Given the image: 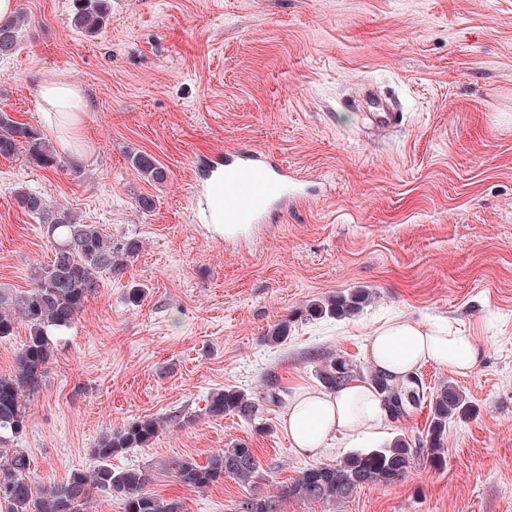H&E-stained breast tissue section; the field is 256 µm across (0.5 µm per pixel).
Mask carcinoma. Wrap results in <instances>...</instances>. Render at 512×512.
Here are the masks:
<instances>
[{"instance_id":"carcinoma-1","label":"carcinoma","mask_w":512,"mask_h":512,"mask_svg":"<svg viewBox=\"0 0 512 512\" xmlns=\"http://www.w3.org/2000/svg\"><path fill=\"white\" fill-rule=\"evenodd\" d=\"M111 16V0H77L71 26L93 34ZM26 22L21 10L0 20V57L18 49ZM20 152L39 168L61 167L53 145L39 128L0 108V156L11 158ZM128 159L144 177L154 182L166 179V171L150 155L135 152ZM15 200L20 209L44 224L53 257L47 264L32 268L29 289L8 293L0 290V339L14 335L21 322L29 330L27 341L17 351L13 372L0 376V504L7 512H84L94 491L100 490L119 498L123 512H183L180 501L161 499L147 489L153 479L150 471H116L109 464L112 456L153 442L160 429L154 417L138 418L105 433L93 449L98 466L92 472H75L66 482L46 490L37 489L31 482V462L25 449L12 447L26 431L27 397L38 391L54 354L51 332L69 328L88 299L103 286V275L128 268L141 248L140 241L133 237L116 241L100 225L82 223L76 212L50 203L41 192L21 189L15 193ZM368 298L369 292L364 289L338 292L310 304L306 312L312 318L342 320L357 314ZM318 378L332 392L359 378L368 381L381 395L383 409L393 421L407 418L426 401L428 426L414 436L400 434L380 448L353 451L335 464L312 465L271 496L255 491L261 465L246 442L211 456L204 465L191 458L178 459L171 464L173 477L196 489L226 477L249 487L251 492L236 501L235 512H278L279 503L291 499L335 506L350 501L366 486L388 487L401 482L418 459L427 460L435 468L445 465L448 421L471 412L467 396L450 382L441 384L427 398L418 375L391 380L375 369L364 371L343 356L325 361ZM258 412L257 400L234 388L212 393L206 407L213 418L232 414L247 422L255 420Z\"/></svg>"}]
</instances>
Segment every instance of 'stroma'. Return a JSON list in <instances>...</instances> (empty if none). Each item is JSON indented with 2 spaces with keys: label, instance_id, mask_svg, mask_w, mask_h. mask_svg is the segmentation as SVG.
<instances>
[{
  "label": "stroma",
  "instance_id": "1",
  "mask_svg": "<svg viewBox=\"0 0 512 512\" xmlns=\"http://www.w3.org/2000/svg\"><path fill=\"white\" fill-rule=\"evenodd\" d=\"M17 4L30 23L20 50L0 57V108L40 125L39 84L66 80L90 110L61 169L0 157V289H27L30 268L52 256L14 200L22 186L142 245L53 338L19 442L35 485L92 471L99 437L148 415L163 421L154 442L113 469L149 470L152 493L184 512H233L245 492L235 480L189 488L168 465L243 441L260 492L275 494L351 451L339 438L315 456L291 448L289 402L319 387L329 357L371 368L370 333L403 316L448 322L482 351L465 375L417 370L425 392L450 381L474 408L448 426L445 467L419 461L341 508L290 500L281 512H512V0H112L93 35L72 29L73 0ZM378 102L403 124L369 125ZM225 150L265 153L299 179L234 239L203 212L204 161ZM138 151L165 181L132 167ZM144 195L153 211H140ZM135 284L146 291L137 307ZM358 288L371 299L354 317L305 313ZM284 320L287 340L266 342ZM229 387L281 401L248 423L209 417V395ZM128 159L140 174L154 182H162L167 177L164 168L148 154L142 152L130 153Z\"/></svg>",
  "mask_w": 512,
  "mask_h": 512
}]
</instances>
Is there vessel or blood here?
Masks as SVG:
<instances>
[{"label":"vessel or blood","instance_id":"1","mask_svg":"<svg viewBox=\"0 0 512 512\" xmlns=\"http://www.w3.org/2000/svg\"><path fill=\"white\" fill-rule=\"evenodd\" d=\"M287 168L259 153H228L206 189L211 208L226 224H256L288 197Z\"/></svg>","mask_w":512,"mask_h":512}]
</instances>
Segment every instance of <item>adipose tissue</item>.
I'll list each match as a JSON object with an SVG mask.
<instances>
[{
	"mask_svg": "<svg viewBox=\"0 0 512 512\" xmlns=\"http://www.w3.org/2000/svg\"><path fill=\"white\" fill-rule=\"evenodd\" d=\"M39 98L45 129L56 134L61 150L72 151L81 117L90 109L82 87L47 80L39 86ZM367 349L375 368L394 379L427 363L465 374L481 358L480 348L466 332L402 317L376 328ZM382 417L377 393L355 381L335 393L303 390L290 403L282 426L293 448L314 456L334 438L351 445L374 436Z\"/></svg>",
	"mask_w": 512,
	"mask_h": 512,
	"instance_id": "1",
	"label": "adipose tissue"
}]
</instances>
